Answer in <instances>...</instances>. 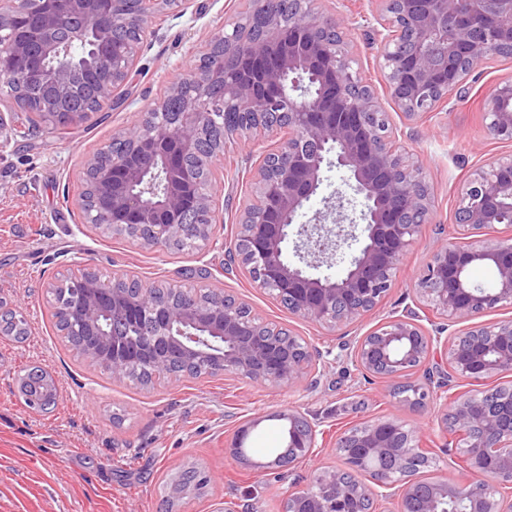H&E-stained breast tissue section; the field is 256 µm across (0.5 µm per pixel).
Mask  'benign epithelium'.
Segmentation results:
<instances>
[{
    "instance_id": "benign-epithelium-1",
    "label": "benign epithelium",
    "mask_w": 512,
    "mask_h": 512,
    "mask_svg": "<svg viewBox=\"0 0 512 512\" xmlns=\"http://www.w3.org/2000/svg\"><path fill=\"white\" fill-rule=\"evenodd\" d=\"M379 58L387 92L409 121L434 111L448 96L465 89L482 61L512 51V0H379ZM68 12L43 10L38 23L44 39L40 53L22 40L11 45V67L1 69L22 87L44 81L53 93L42 104L52 122H76L69 111L74 66L45 69L72 43L90 46L97 61L101 104L124 84L136 57L121 51L112 32L119 25L151 30L152 5L173 6L181 0H66ZM265 18V33L248 36L243 28L224 30L205 45L224 49L220 66L194 69L177 78L170 93L184 96L182 112L159 120L164 102L134 114L120 131L134 162L106 163L94 154L83 172L88 189L108 202L99 223L135 231L145 248L165 247L192 235L205 243L215 219L211 188L199 189L224 155L228 141L250 144L256 133L278 141L254 176L255 199L240 211L237 238L227 248L225 271L244 270L259 288L271 291L288 310L316 324L336 328L372 310L390 290L393 277L420 228L430 223V192L419 165L395 145L386 113L374 92L361 85L346 49L344 24L314 7V0H252ZM30 11V0H0V29ZM294 52L276 55L272 45L283 19ZM234 109L251 118L243 128L224 129L214 140L210 130L217 112ZM488 134L512 142V81L499 83L484 112ZM195 154L198 168L186 166ZM336 167L362 198L359 219L349 220L343 196L309 223H298L317 194L324 171ZM458 224L465 241H439L431 262L418 279L420 298L451 323L466 324L512 304V155L474 170L461 190ZM502 226L506 238L487 232ZM303 238L309 260L300 266L288 259L291 235ZM360 248L337 277L314 276L307 268L338 251L348 241ZM487 264L495 270L492 288L473 285L468 270ZM129 280L112 277L108 287L88 282L90 297L72 315L94 323L112 300V327L138 330L125 338V350L112 353V376L134 363L147 362L162 373L174 361L202 360L217 376L245 378L288 387L318 386L322 352L307 340L287 333L263 337L262 326L238 310L229 295L200 308L175 295L158 299L152 286L137 293ZM444 328L428 329L412 315L389 318L360 337L351 354L363 372L398 381L413 394L399 398L412 407L428 392L404 382L426 365L445 344L451 375L470 382L456 394L451 412L440 422L460 432L470 454V478L448 483L423 478L417 428L404 421L378 418L336 435L335 448L347 468L327 469L309 485L288 495V512H372L376 500H397L398 512H512L498 497L499 486L512 481V381L485 386L487 379L512 374V318L467 328L452 341L441 340ZM288 420V447L293 461L316 453L317 427L299 411ZM374 460L371 484L350 478L349 471Z\"/></svg>"
}]
</instances>
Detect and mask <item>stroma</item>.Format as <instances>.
I'll return each mask as SVG.
<instances>
[{"mask_svg":"<svg viewBox=\"0 0 512 512\" xmlns=\"http://www.w3.org/2000/svg\"><path fill=\"white\" fill-rule=\"evenodd\" d=\"M248 0H184L160 9L137 53V65L95 126L74 124L67 134L48 127L0 142V304L19 310L29 325L25 341L0 337V512H159L166 476L197 467L208 483L177 499L173 512H282L288 494L302 490L324 468L342 467L334 444L338 432L361 422L397 417L420 432L433 475L465 482L457 436L439 425L443 398L423 407L400 404L394 384L362 373L341 355L386 317L414 309L437 314L413 291L434 243L455 241L460 189L470 172L512 155V143L487 135L485 102L494 86L512 80V57L476 67L468 91L452 98L451 111L407 121L389 98L372 42L377 0H328V12L347 20L353 68L378 96L384 112L430 189L433 219L409 247L392 287L378 306L356 322L328 329L292 315L249 277L224 273L225 250L238 230L239 213L252 197L254 166L272 149L259 139L250 146L227 143L214 169L215 224L210 240L195 252L149 250L108 238L86 224L77 206L84 188V157L111 141L136 110L166 95L169 85L193 68L207 39L247 11ZM85 269L128 273L145 283L169 282L223 289L253 315L289 329L328 353L318 389L206 377L161 379L140 387L113 381L100 368L76 360L61 343L47 286ZM40 366L55 377L60 401L51 412L28 408L19 398L23 368ZM299 410L318 422L316 456L288 470L271 467L274 449L286 441L282 413ZM248 425L246 460L227 448Z\"/></svg>","mask_w":512,"mask_h":512,"instance_id":"obj_1","label":"stroma"}]
</instances>
